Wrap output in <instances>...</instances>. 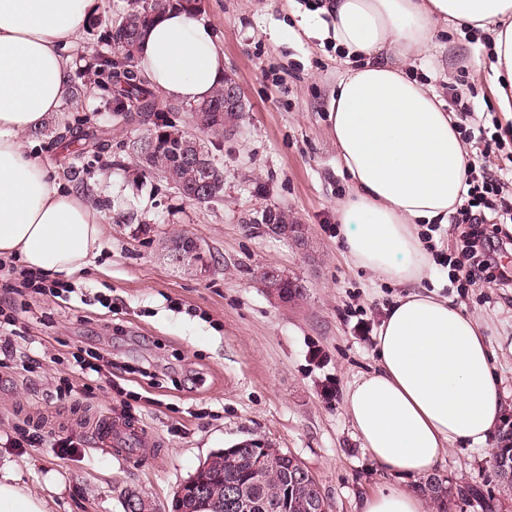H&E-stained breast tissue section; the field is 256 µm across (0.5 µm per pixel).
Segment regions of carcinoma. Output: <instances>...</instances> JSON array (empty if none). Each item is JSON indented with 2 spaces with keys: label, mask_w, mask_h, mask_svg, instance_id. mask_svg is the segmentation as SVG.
Masks as SVG:
<instances>
[{
  "label": "carcinoma",
  "mask_w": 512,
  "mask_h": 512,
  "mask_svg": "<svg viewBox=\"0 0 512 512\" xmlns=\"http://www.w3.org/2000/svg\"><path fill=\"white\" fill-rule=\"evenodd\" d=\"M173 5L197 12L200 0H128L124 14L119 20L108 22L103 35L98 38V42L109 47L106 52H98L99 67L113 88L107 105L116 101L124 103L121 119L128 125L135 122L144 125L140 140L153 142L148 152L132 150L141 169L148 174H159L174 185H182L184 198L190 201L212 203L224 196V170L205 148L208 167L201 172L204 185L199 189L192 186L195 171L178 161L175 149L179 147L176 141L179 129L169 124L167 113L188 111L202 121L201 133L216 136L218 132L209 120L215 113L224 111V89H218L211 99L194 106L169 102L161 106L147 78L133 69L134 53L126 49L128 45L138 46L145 30ZM500 442L501 445L491 452V463L502 482L512 486V440L503 437ZM269 456L271 461L262 471L255 469L248 455L216 457L203 473L209 493L189 502L188 508L191 512H222L225 489L231 483H242L246 485V496L251 504L245 512H283L280 491L285 485L289 486L288 512H308L305 504L310 487L300 481L290 483L297 458L279 448L269 449ZM418 490L441 505L439 512H446L451 494L446 480L432 473L418 485Z\"/></svg>",
  "instance_id": "carcinoma-1"
}]
</instances>
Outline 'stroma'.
<instances>
[{"label": "stroma", "mask_w": 512, "mask_h": 512, "mask_svg": "<svg viewBox=\"0 0 512 512\" xmlns=\"http://www.w3.org/2000/svg\"><path fill=\"white\" fill-rule=\"evenodd\" d=\"M313 0H202L224 51V71L245 109L234 130L205 136L224 168V197L183 198L163 178L142 174L131 152L141 132L106 112L105 91L88 83L26 141L60 181L102 210L107 232L83 272L63 275L72 292L30 298L17 352L0 356V464L19 486L47 499L50 512H125V491L154 512H170L177 488L211 453L251 438L290 452L314 473L328 512H356L360 499L418 479L383 472L364 454L342 411L344 392L377 367L374 342L356 328L378 327L402 286L374 282L343 245L336 203L350 192L330 133L329 101L344 67L312 19ZM485 35L449 29L424 56L416 77L441 94L468 92L484 126L512 140L490 81ZM73 126L68 141L57 132ZM282 208L307 225L309 245L263 232L254 219ZM198 239L208 267L171 262L167 240ZM275 265L303 281L291 307L277 304L256 276ZM436 265L423 286L448 297L478 322L494 351L505 415L512 417V288L449 291ZM112 301L111 308L101 299ZM95 344L112 353L111 381L81 373L76 359ZM34 371H25L28 361ZM147 430L153 444L135 459L97 446L98 416ZM24 431L41 440L18 445ZM67 438L74 453L52 449ZM499 443L456 445L436 469L451 490L473 487L512 512V489L491 463Z\"/></svg>", "instance_id": "obj_1"}]
</instances>
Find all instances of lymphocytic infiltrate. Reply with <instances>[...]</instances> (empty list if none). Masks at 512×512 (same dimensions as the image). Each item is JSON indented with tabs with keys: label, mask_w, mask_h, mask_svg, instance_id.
Listing matches in <instances>:
<instances>
[{
	"label": "lymphocytic infiltrate",
	"mask_w": 512,
	"mask_h": 512,
	"mask_svg": "<svg viewBox=\"0 0 512 512\" xmlns=\"http://www.w3.org/2000/svg\"><path fill=\"white\" fill-rule=\"evenodd\" d=\"M467 190L462 202L451 214L449 223L457 232L456 246L446 260L450 287L475 286L512 288V268L503 264L512 252V192H507L503 176L491 172L467 173ZM0 287L11 298L0 306V352H10L14 345L18 308L16 298L33 294L59 296L63 282L0 259Z\"/></svg>",
	"instance_id": "lymphocytic-infiltrate-1"
}]
</instances>
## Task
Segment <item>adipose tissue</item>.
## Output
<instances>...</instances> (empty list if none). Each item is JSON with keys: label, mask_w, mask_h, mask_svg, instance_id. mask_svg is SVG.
<instances>
[{"label": "adipose tissue", "mask_w": 512, "mask_h": 512, "mask_svg": "<svg viewBox=\"0 0 512 512\" xmlns=\"http://www.w3.org/2000/svg\"><path fill=\"white\" fill-rule=\"evenodd\" d=\"M93 0H0V257L73 274L99 253L101 210L67 190L22 136L56 112ZM323 36L350 58L329 119L351 192L336 204L352 263L407 287L376 336L377 368L347 388L342 409L382 470L423 477L447 447L483 445L502 419L494 351L475 318L425 290L432 256L420 225L444 224L466 190L459 119L410 73L438 34L467 26L494 48L501 111L512 112V0H322ZM136 67L166 101L209 99L224 82L210 22L172 8L146 32ZM358 512H431L413 489L364 496ZM0 512H49L0 467Z\"/></svg>", "instance_id": "adipose-tissue-1"}]
</instances>
